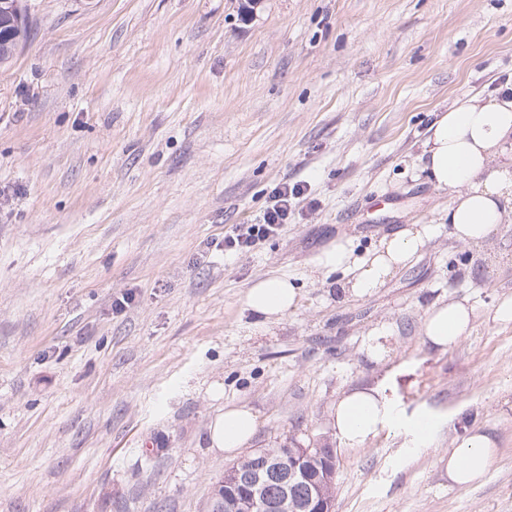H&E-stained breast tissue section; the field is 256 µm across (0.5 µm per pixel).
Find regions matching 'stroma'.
Wrapping results in <instances>:
<instances>
[{
  "label": "stroma",
  "mask_w": 512,
  "mask_h": 512,
  "mask_svg": "<svg viewBox=\"0 0 512 512\" xmlns=\"http://www.w3.org/2000/svg\"><path fill=\"white\" fill-rule=\"evenodd\" d=\"M241 2L26 0L0 67V512H208L228 401L259 418L243 453L335 448V512H512V323L491 319L512 223L490 257L459 245L415 167L433 112L512 76V0ZM281 181L306 187L282 231L225 251ZM415 223L431 241L371 296L315 270L337 238L363 256ZM271 276L301 302L262 323L244 297ZM448 299L478 317L442 352L420 324ZM379 382L439 418L426 449L337 443V398ZM467 428L498 455L458 488L439 458Z\"/></svg>",
  "instance_id": "1"
}]
</instances>
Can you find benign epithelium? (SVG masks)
<instances>
[{"instance_id":"1","label":"benign epithelium","mask_w":512,"mask_h":512,"mask_svg":"<svg viewBox=\"0 0 512 512\" xmlns=\"http://www.w3.org/2000/svg\"><path fill=\"white\" fill-rule=\"evenodd\" d=\"M266 474L278 479L283 488L280 508L288 509L290 491L299 484L314 483L308 496L296 508L300 512H335V499L324 495L322 485L336 480L337 456L334 449L297 446L259 451ZM226 482L238 486L232 512H265L268 504L263 494V477L249 467L225 474Z\"/></svg>"}]
</instances>
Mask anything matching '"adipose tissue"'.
Returning <instances> with one entry per match:
<instances>
[{"instance_id":"ef3b65f1","label":"adipose tissue","mask_w":512,"mask_h":512,"mask_svg":"<svg viewBox=\"0 0 512 512\" xmlns=\"http://www.w3.org/2000/svg\"><path fill=\"white\" fill-rule=\"evenodd\" d=\"M420 170L435 189L447 196L444 211L451 233L462 245L485 246L499 225L512 223V80L489 95H464L434 113L420 145ZM432 236L427 224H412L384 235L370 256L357 261L350 241L337 239L317 260L324 273L342 272L343 291L357 297L372 295L400 269L410 265ZM299 292L287 278L268 277L248 288L245 306L265 321L295 311ZM475 308L451 300L426 311L421 334L435 348L446 350L468 336ZM258 419L251 408L225 405L209 426L211 449L227 454L242 448L256 433ZM439 422L429 414L405 419L383 387H359L344 392L332 414L334 436L341 445L356 447L386 429L407 431L416 446H428ZM497 449L476 429L465 430L448 451L445 468L453 485L468 487L489 472Z\"/></svg>"}]
</instances>
